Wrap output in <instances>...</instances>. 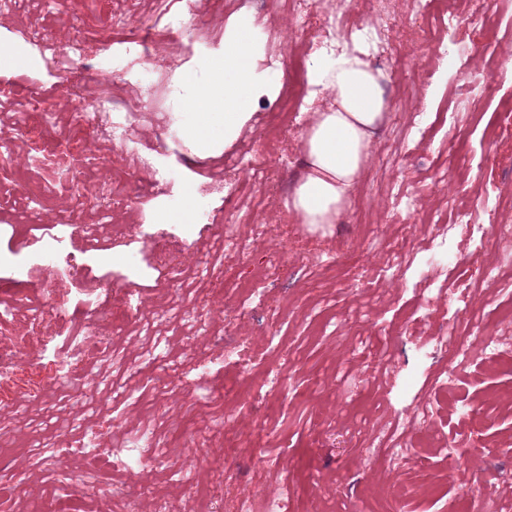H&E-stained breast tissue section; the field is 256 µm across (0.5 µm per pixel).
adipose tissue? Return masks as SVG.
Wrapping results in <instances>:
<instances>
[{"instance_id": "ef3b65f1", "label": "adipose tissue", "mask_w": 512, "mask_h": 512, "mask_svg": "<svg viewBox=\"0 0 512 512\" xmlns=\"http://www.w3.org/2000/svg\"><path fill=\"white\" fill-rule=\"evenodd\" d=\"M255 31L239 22L224 38V61L205 77L193 80L187 101L197 122L188 137L198 151L210 149L207 129L214 104L224 108V140L237 139L251 117L257 97L275 86L273 74L257 71ZM360 45L340 52H322L308 66L309 83L333 93L332 104L314 113L301 136L305 173L289 200L299 223H337L364 173L372 135L388 107L381 74L365 59Z\"/></svg>"}]
</instances>
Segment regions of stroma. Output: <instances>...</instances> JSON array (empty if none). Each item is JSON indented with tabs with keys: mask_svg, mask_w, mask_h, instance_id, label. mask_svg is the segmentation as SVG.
<instances>
[{
	"mask_svg": "<svg viewBox=\"0 0 512 512\" xmlns=\"http://www.w3.org/2000/svg\"><path fill=\"white\" fill-rule=\"evenodd\" d=\"M427 0H351L348 27L380 71L389 106L372 137L371 161L354 187L340 223H297L286 204L302 172L303 123L328 106L327 95L300 106L301 127L267 154L274 96H263L232 143L223 113L210 130L213 152L186 144L193 116L183 108L187 83L203 77L224 55L223 42L196 40L198 29L223 35L239 18L261 14L257 70L271 55L304 45L314 54L325 38L322 16L333 0H318L320 20L297 29L284 0H224V20L186 18L179 38L156 39L167 67L123 56L124 39L147 35L161 13L159 0H69L57 13L49 0H7L0 7V48L19 47L28 63L0 69V142L12 149L0 175V251L35 259L33 237L9 234L12 224H52L62 238L63 277L37 263L22 282L0 271V380L48 386L21 406L0 408V466L14 473L1 505L9 512H57L63 499L79 512H267L270 500L289 498L294 512H391L405 498L407 512H485L488 502L512 507V360L474 358L455 371L445 390L432 381L448 369L436 356L419 364L418 351L436 331L471 327L449 308V296L475 313L485 334L508 332L512 269L495 280L461 284L454 272L427 264L442 224L487 223L497 213L512 223V124L497 121L512 102V0H490L494 30L468 24L461 13L439 22L442 35L464 46L455 69L441 67L420 40L414 21ZM123 14L122 33L113 15ZM394 25L395 48L377 55L366 38L378 17ZM60 48L72 42L87 53L74 64L81 97H63L62 78L40 55L36 37ZM475 71L488 73L493 97L460 88ZM150 95L157 110L137 116L118 146L98 138L83 115L96 96L133 108ZM34 97L53 110L42 132L30 131L20 104ZM425 113L413 140L400 143V115ZM62 146L78 142L82 158L69 177L39 164L43 134ZM152 147L157 164L172 170L175 197L154 196L138 168ZM263 163L266 179L253 181ZM227 188L247 183L228 203L206 193L215 178ZM205 210V223L178 224L185 203ZM247 221L235 222V212ZM233 225L238 252L224 248ZM405 236L413 267L395 272L383 246ZM448 250L462 261L491 266L507 243L496 236L474 242L456 235ZM254 285L250 309L234 313L242 289ZM40 301L59 315L34 324L16 298ZM110 341L112 369L86 357L92 341ZM244 361L224 357L225 343ZM161 349L163 358L149 354ZM434 401L426 431L407 440L415 467H396L371 452L356 424L368 419L387 430L416 401ZM150 432L167 455L149 465L143 481L102 465L74 445L92 440L121 448ZM93 480L97 492H88Z\"/></svg>",
	"mask_w": 512,
	"mask_h": 512,
	"instance_id": "1",
	"label": "stroma"
}]
</instances>
